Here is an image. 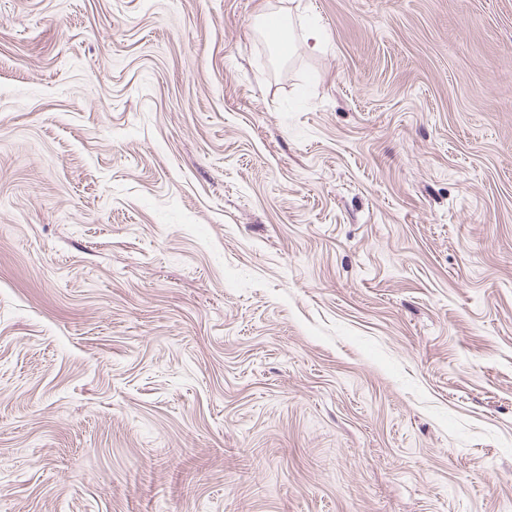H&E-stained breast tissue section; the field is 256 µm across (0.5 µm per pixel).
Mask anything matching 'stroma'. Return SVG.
I'll return each instance as SVG.
<instances>
[{
  "instance_id": "obj_1",
  "label": "stroma",
  "mask_w": 512,
  "mask_h": 512,
  "mask_svg": "<svg viewBox=\"0 0 512 512\" xmlns=\"http://www.w3.org/2000/svg\"><path fill=\"white\" fill-rule=\"evenodd\" d=\"M0 512H512V0H0Z\"/></svg>"
}]
</instances>
